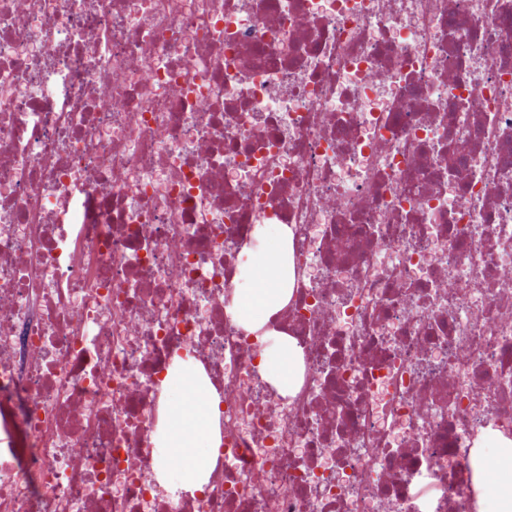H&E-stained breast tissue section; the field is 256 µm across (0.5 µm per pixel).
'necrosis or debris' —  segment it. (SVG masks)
Returning <instances> with one entry per match:
<instances>
[{"mask_svg":"<svg viewBox=\"0 0 512 512\" xmlns=\"http://www.w3.org/2000/svg\"><path fill=\"white\" fill-rule=\"evenodd\" d=\"M290 231L281 395L229 308ZM218 398L154 479L170 364ZM512 439V0H0V512H481ZM163 392L167 416L153 448L160 464L155 477L166 488L193 493L210 476L221 444L217 403L208 395L203 370L191 359L174 360ZM175 461L182 465L174 466Z\"/></svg>","mask_w":512,"mask_h":512,"instance_id":"4bbe7bcc","label":"necrosis or debris"}]
</instances>
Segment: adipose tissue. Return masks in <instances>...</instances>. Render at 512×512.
Listing matches in <instances>:
<instances>
[{"label": "adipose tissue", "instance_id": "obj_1", "mask_svg": "<svg viewBox=\"0 0 512 512\" xmlns=\"http://www.w3.org/2000/svg\"><path fill=\"white\" fill-rule=\"evenodd\" d=\"M288 237L286 225H257L252 243L243 251L230 307L236 323L260 335L263 375L284 394L292 393L303 376L295 340L269 325L290 295L284 253ZM163 392L167 416L153 449L159 462L155 477L165 487L191 493L207 481L211 459L221 444L218 407L208 395L203 370L190 359L174 360ZM485 445L492 450L493 478L482 512H512V497L502 493L512 486V440L492 436Z\"/></svg>", "mask_w": 512, "mask_h": 512}]
</instances>
